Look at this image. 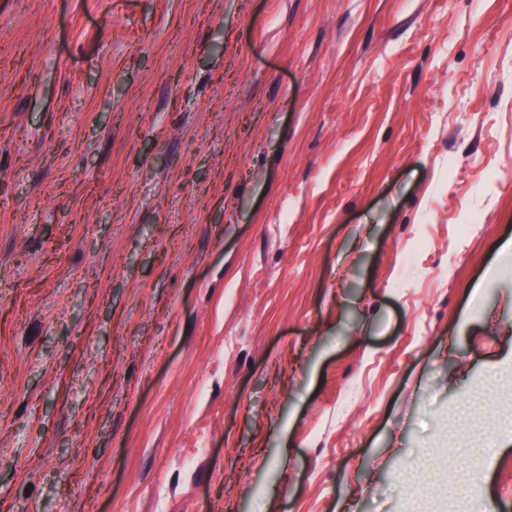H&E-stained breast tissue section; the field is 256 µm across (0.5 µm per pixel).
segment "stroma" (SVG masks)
Here are the masks:
<instances>
[{
  "label": "stroma",
  "instance_id": "stroma-1",
  "mask_svg": "<svg viewBox=\"0 0 512 512\" xmlns=\"http://www.w3.org/2000/svg\"><path fill=\"white\" fill-rule=\"evenodd\" d=\"M506 244L512 0H0V512H512Z\"/></svg>",
  "mask_w": 512,
  "mask_h": 512
}]
</instances>
